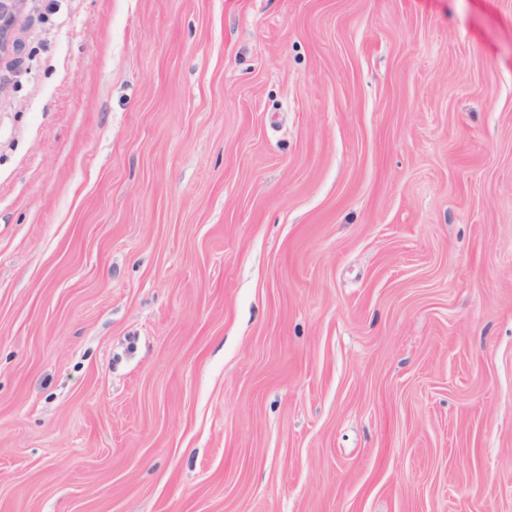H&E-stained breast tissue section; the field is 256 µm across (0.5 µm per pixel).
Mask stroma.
<instances>
[{
    "instance_id": "35a3bbf8",
    "label": "stroma",
    "mask_w": 512,
    "mask_h": 512,
    "mask_svg": "<svg viewBox=\"0 0 512 512\" xmlns=\"http://www.w3.org/2000/svg\"><path fill=\"white\" fill-rule=\"evenodd\" d=\"M14 38L0 512H512V0Z\"/></svg>"
}]
</instances>
